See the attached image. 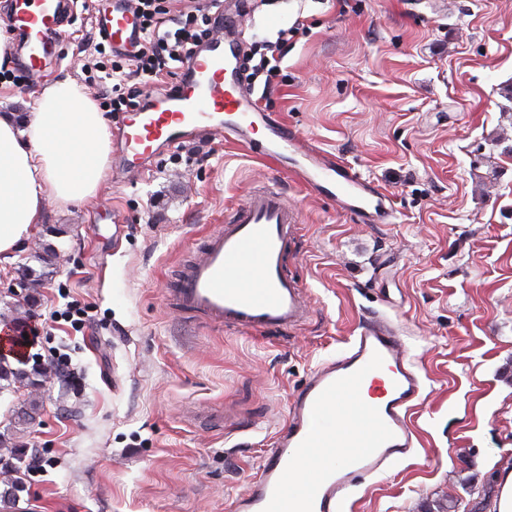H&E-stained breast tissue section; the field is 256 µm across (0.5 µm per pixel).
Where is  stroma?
Instances as JSON below:
<instances>
[{"label": "stroma", "mask_w": 512, "mask_h": 512, "mask_svg": "<svg viewBox=\"0 0 512 512\" xmlns=\"http://www.w3.org/2000/svg\"><path fill=\"white\" fill-rule=\"evenodd\" d=\"M224 0L248 46L303 22L264 109L374 180L391 224L339 212L244 146L172 147L147 178L111 158L91 205L46 200L35 234L0 259V329L35 326L41 385L0 389V434L22 455L20 512H232L309 373L365 317L397 320L424 391L416 446L353 489L340 512H491L512 473V0ZM98 37L87 13L60 37L52 80L89 82ZM0 59V113L32 111L40 88ZM277 182L301 213L287 264L308 317L286 337L209 327L167 288L205 234ZM56 259H49L48 250ZM35 287L14 295L23 270ZM91 321L74 331L69 306ZM67 367L68 376L55 370ZM40 413L24 431L29 400Z\"/></svg>", "instance_id": "1"}]
</instances>
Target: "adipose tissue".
<instances>
[{
    "label": "adipose tissue",
    "mask_w": 512,
    "mask_h": 512,
    "mask_svg": "<svg viewBox=\"0 0 512 512\" xmlns=\"http://www.w3.org/2000/svg\"><path fill=\"white\" fill-rule=\"evenodd\" d=\"M109 154L106 114L72 81L47 87L26 118L0 113V254L31 237L44 199L92 202Z\"/></svg>",
    "instance_id": "obj_1"
}]
</instances>
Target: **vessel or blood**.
<instances>
[{
    "instance_id": "b4317fda",
    "label": "vessel or blood",
    "mask_w": 512,
    "mask_h": 512,
    "mask_svg": "<svg viewBox=\"0 0 512 512\" xmlns=\"http://www.w3.org/2000/svg\"><path fill=\"white\" fill-rule=\"evenodd\" d=\"M64 8L65 0H12L10 13L0 20L15 42L14 64L31 84L42 83L57 55ZM91 16L98 35L113 48L131 52L141 43L138 21L124 0H100ZM239 25V16L220 17L210 43L180 67L159 98L116 118L126 160L141 167L154 147L216 130L285 165L303 185L358 221L392 223L395 210L378 184L244 94L236 73L239 48L224 41L225 29ZM258 126L267 135L255 143L249 134ZM300 224L298 210L277 185L255 189L246 205L208 235L203 251L183 271L174 290L177 306L218 329L288 333L306 311L305 289L286 268ZM422 386L398 324L383 314L368 318L338 358L310 373L290 407L287 427L247 492L236 498L233 512H338L352 488L412 448L408 416ZM364 389L372 403L357 399L337 407L339 394ZM339 419L357 426L358 434L342 439L335 426ZM313 455L331 462L298 496L287 498L289 474Z\"/></svg>"
}]
</instances>
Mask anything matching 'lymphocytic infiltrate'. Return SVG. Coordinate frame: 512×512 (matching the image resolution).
I'll list each match as a JSON object with an SVG mask.
<instances>
[{
  "instance_id": "1",
  "label": "lymphocytic infiltrate",
  "mask_w": 512,
  "mask_h": 512,
  "mask_svg": "<svg viewBox=\"0 0 512 512\" xmlns=\"http://www.w3.org/2000/svg\"><path fill=\"white\" fill-rule=\"evenodd\" d=\"M128 7L139 20L144 35L142 48L127 57L109 51L102 43L94 63L95 70L112 82L109 106L114 113L131 112L142 105L139 92L128 89L129 81L162 82L172 64L184 63L214 32L212 17L199 0H183V8L175 17L170 14L169 0H128ZM297 33L294 27L281 30L276 41L265 44L260 54H244L239 66L241 82L251 87L261 77L273 83L280 75L288 44Z\"/></svg>"
}]
</instances>
